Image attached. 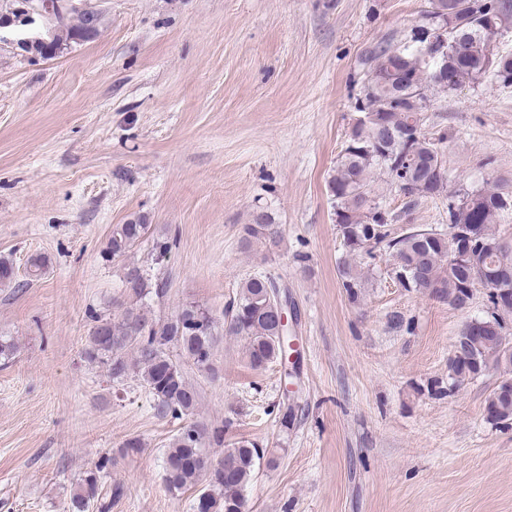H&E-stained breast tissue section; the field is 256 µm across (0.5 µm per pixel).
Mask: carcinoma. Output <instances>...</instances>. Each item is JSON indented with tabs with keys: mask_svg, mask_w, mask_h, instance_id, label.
<instances>
[{
	"mask_svg": "<svg viewBox=\"0 0 512 512\" xmlns=\"http://www.w3.org/2000/svg\"><path fill=\"white\" fill-rule=\"evenodd\" d=\"M454 13L455 25L448 30V82L441 83L436 71L442 62L438 49V10L442 5ZM77 24L67 20L54 24V45L25 49L32 56L55 55L69 41L86 40L97 33L98 24L75 14ZM512 30V0H428L417 25L395 46L392 39L368 47L362 65L360 94L354 109L367 116L351 129L346 145L328 181L338 231L346 254L337 264V276L348 301L360 303L376 282L374 251L390 257L387 275L402 288L428 294L462 308L473 298L475 283L495 284L488 289L489 328L474 333L472 322L461 328L456 341L464 349L448 362V388L435 381L431 394L443 396L458 385L480 378L490 370L502 375L485 400L488 423H512V340L507 320H512V281L498 276L512 268V241L503 238L495 225L512 216V187L493 183L478 190L460 188L447 192L448 168L442 144L445 135L430 136L425 129V112L433 107V92L450 94L466 82L487 76L512 85V53H500L496 43ZM383 179L406 199L411 210L420 202L448 194V227L474 229L469 265L454 262L448 231L410 227L394 236V217L381 205L374 184ZM150 225L144 219L112 227L103 250L107 261L123 260L143 242ZM278 235L268 214H257L253 223L242 227L243 241H272ZM122 288L130 300L121 317L90 315L92 326L83 349L85 358L105 368L118 381L132 373L142 379L156 401L158 414L181 422L163 454V481L171 492H180L201 482L194 512H249L246 490L266 449L239 441L226 449L229 459H216L208 449L224 445V428L211 430L190 420L198 392L187 381L182 365L170 355V346L198 369H207L218 325L211 310L197 302H186L169 317L152 318L140 304L167 292V281L149 269L127 264ZM274 281L261 274L240 283L227 311L225 334L246 342L250 366L261 370L282 359L280 333L270 308L269 293ZM109 461L102 460L86 472L71 494L65 512H108L110 505L99 502L100 473Z\"/></svg>",
	"mask_w": 512,
	"mask_h": 512,
	"instance_id": "cac0c4a2",
	"label": "carcinoma"
}]
</instances>
